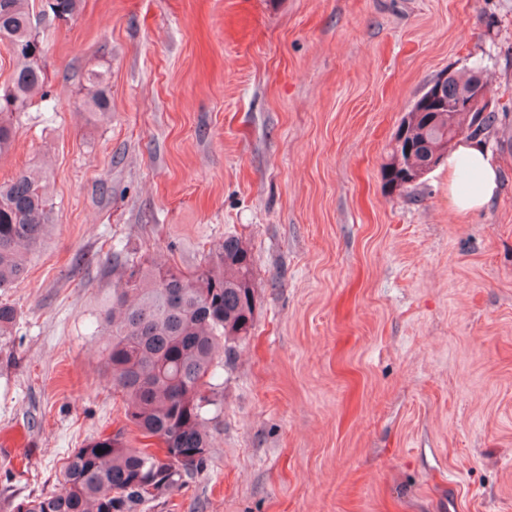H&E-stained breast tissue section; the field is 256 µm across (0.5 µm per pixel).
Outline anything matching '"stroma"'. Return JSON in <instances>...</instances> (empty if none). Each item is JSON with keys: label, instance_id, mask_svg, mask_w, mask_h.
I'll return each mask as SVG.
<instances>
[{"label": "stroma", "instance_id": "stroma-1", "mask_svg": "<svg viewBox=\"0 0 512 512\" xmlns=\"http://www.w3.org/2000/svg\"><path fill=\"white\" fill-rule=\"evenodd\" d=\"M51 120L0 182L49 176L54 227L0 335V490H59L125 423L100 334L112 247L195 270L250 251L251 335L206 470L156 512H512V0H81L46 38ZM480 66L501 191L457 215L440 165H383L440 75ZM111 112L79 108L90 70Z\"/></svg>", "mask_w": 512, "mask_h": 512}]
</instances>
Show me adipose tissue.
<instances>
[{"label":"adipose tissue","mask_w":512,"mask_h":512,"mask_svg":"<svg viewBox=\"0 0 512 512\" xmlns=\"http://www.w3.org/2000/svg\"><path fill=\"white\" fill-rule=\"evenodd\" d=\"M468 164L473 178L467 186L459 184V168ZM448 168V200L461 215L479 210L499 192V165L479 140H462L445 159Z\"/></svg>","instance_id":"obj_1"}]
</instances>
